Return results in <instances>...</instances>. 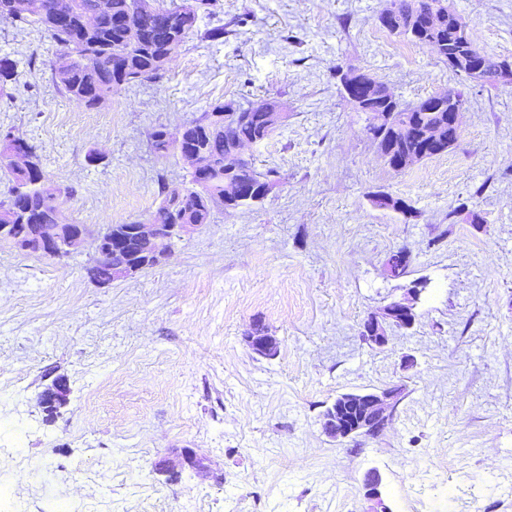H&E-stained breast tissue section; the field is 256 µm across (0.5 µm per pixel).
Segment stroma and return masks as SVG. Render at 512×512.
<instances>
[{"label":"stroma","mask_w":512,"mask_h":512,"mask_svg":"<svg viewBox=\"0 0 512 512\" xmlns=\"http://www.w3.org/2000/svg\"><path fill=\"white\" fill-rule=\"evenodd\" d=\"M391 0H215L165 70L103 107L65 96L57 46L0 17L16 62L0 127L33 146L75 224L144 218L160 181L188 183L177 151L151 148L211 105L274 97L288 118L246 149L272 192L215 211L162 265L102 285L92 244L58 260L0 247V512H363L377 472L392 512H512V87L451 72L435 50L390 34ZM489 53L512 55V0H451ZM220 26L218 41L202 30ZM406 103L460 89L459 142L390 169L342 99L337 68ZM415 216L380 210L373 191ZM406 274L388 277L393 251ZM411 329L369 346L360 326L412 283ZM263 324L276 356L245 338ZM64 377L55 421L38 404ZM401 386L385 428L339 442L322 413L340 394ZM205 459L177 480L155 464ZM29 480L19 485L17 472Z\"/></svg>","instance_id":"obj_1"}]
</instances>
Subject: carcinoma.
<instances>
[{"label":"carcinoma","mask_w":512,"mask_h":512,"mask_svg":"<svg viewBox=\"0 0 512 512\" xmlns=\"http://www.w3.org/2000/svg\"><path fill=\"white\" fill-rule=\"evenodd\" d=\"M165 0H0V16L8 17L21 30L37 28L45 32L59 47L52 61L55 83L71 99L93 109L112 94L139 81L154 78L169 60V48L181 46L193 32L198 11L211 6L210 0H183L180 5L166 6ZM389 32L408 39L415 45L435 43L438 59L455 74L464 69L451 57L463 41L470 42L467 53L480 62L493 76L503 56H492L479 48L469 32L468 24L458 13L448 14V0H392L387 9ZM95 17L93 27L84 20ZM375 100L365 111L363 131L381 129L377 114L391 116L394 138L391 140L390 164L401 171L417 162L448 152L461 133L448 125V101L464 107L466 99L459 90L448 91V99L432 104L389 100L387 88L372 83ZM278 102L246 112L232 111L233 103L217 104L209 117L195 118L185 125L186 135L212 156L216 173L208 197L203 198L193 187H182V193L161 183L158 206L147 215L152 224H174L186 217L195 224H208L223 203L224 178H231L247 189L264 186V175L256 172L251 161L240 154L245 143H261L274 132L271 114ZM4 150L20 149L30 158V165L9 167L12 185L8 195L0 199V224L18 225L23 237H47L56 233L61 223L58 211L43 207L44 192L53 187L39 184L44 171L33 148L11 128H0Z\"/></svg>","instance_id":"carcinoma-1"}]
</instances>
